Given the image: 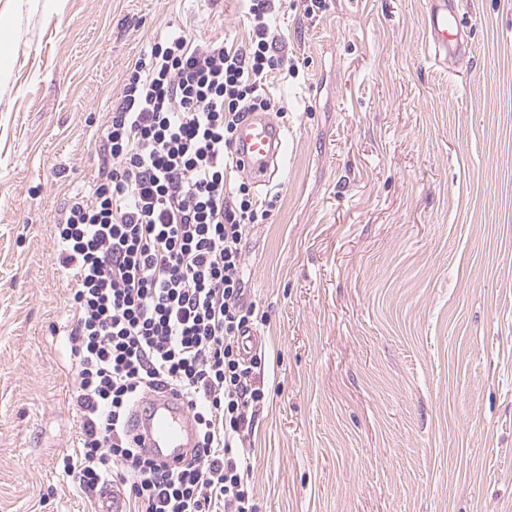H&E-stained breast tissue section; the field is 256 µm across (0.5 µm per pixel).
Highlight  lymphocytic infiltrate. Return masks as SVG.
<instances>
[{
  "label": "lymphocytic infiltrate",
  "mask_w": 512,
  "mask_h": 512,
  "mask_svg": "<svg viewBox=\"0 0 512 512\" xmlns=\"http://www.w3.org/2000/svg\"><path fill=\"white\" fill-rule=\"evenodd\" d=\"M271 2L251 0L253 35L237 49L154 40L100 130L90 191L69 197L56 226L81 421V452L64 471L88 494L125 486L137 512H256L241 460L265 392L261 357L242 353L257 314L241 243L266 213L227 174L246 112L274 109ZM165 391L185 400L197 431L176 468L130 435L136 406Z\"/></svg>",
  "instance_id": "f902f5d3"
}]
</instances>
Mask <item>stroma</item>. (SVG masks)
Instances as JSON below:
<instances>
[{
    "label": "stroma",
    "mask_w": 512,
    "mask_h": 512,
    "mask_svg": "<svg viewBox=\"0 0 512 512\" xmlns=\"http://www.w3.org/2000/svg\"><path fill=\"white\" fill-rule=\"evenodd\" d=\"M281 0L285 165L242 242L267 396L258 512H512V0ZM0 512H93L55 261L98 128L168 33L248 42V0H0ZM429 5L432 46L436 58L440 60L441 54H448V41L456 40L457 42L458 33L455 32L450 0H430Z\"/></svg>",
    "instance_id": "stroma-1"
}]
</instances>
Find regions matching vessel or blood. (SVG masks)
I'll return each instance as SVG.
<instances>
[{
  "mask_svg": "<svg viewBox=\"0 0 512 512\" xmlns=\"http://www.w3.org/2000/svg\"><path fill=\"white\" fill-rule=\"evenodd\" d=\"M429 26L436 54L447 53L449 42L458 37L450 0H429ZM285 141L283 128L269 113L254 112L239 125L233 152L254 183L264 184L279 169ZM131 433L139 447L171 467L183 464L195 438L193 420L186 406L169 393L152 396L140 407Z\"/></svg>",
  "mask_w": 512,
  "mask_h": 512,
  "instance_id": "obj_1",
  "label": "vessel or blood"
}]
</instances>
